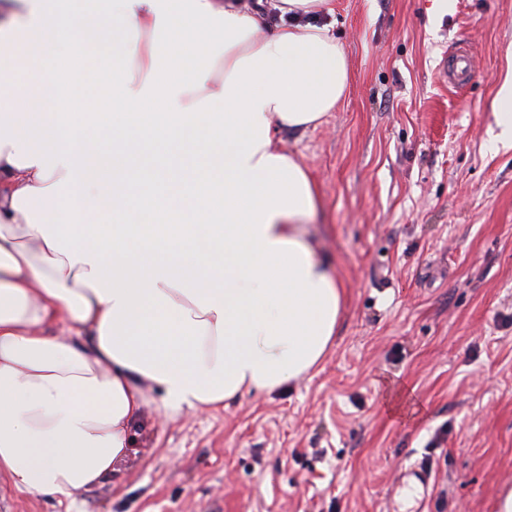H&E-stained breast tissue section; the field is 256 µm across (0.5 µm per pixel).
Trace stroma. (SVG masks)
I'll list each match as a JSON object with an SVG mask.
<instances>
[{
  "instance_id": "1",
  "label": "stroma",
  "mask_w": 512,
  "mask_h": 512,
  "mask_svg": "<svg viewBox=\"0 0 512 512\" xmlns=\"http://www.w3.org/2000/svg\"><path fill=\"white\" fill-rule=\"evenodd\" d=\"M331 6L348 94L281 134L345 291L319 368L175 417L147 390L112 476L69 503L1 475L0 512H496L512 488V148L491 147L512 0ZM458 46L472 79L453 86Z\"/></svg>"
}]
</instances>
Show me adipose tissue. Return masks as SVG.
<instances>
[{
  "label": "adipose tissue",
  "instance_id": "obj_1",
  "mask_svg": "<svg viewBox=\"0 0 512 512\" xmlns=\"http://www.w3.org/2000/svg\"><path fill=\"white\" fill-rule=\"evenodd\" d=\"M111 2L107 26L0 0V475L70 502L126 458L146 387L173 414L282 390L345 304L279 136L348 90L329 0Z\"/></svg>",
  "mask_w": 512,
  "mask_h": 512
}]
</instances>
